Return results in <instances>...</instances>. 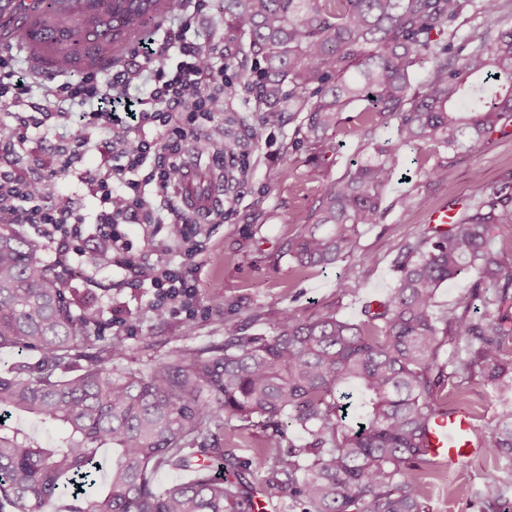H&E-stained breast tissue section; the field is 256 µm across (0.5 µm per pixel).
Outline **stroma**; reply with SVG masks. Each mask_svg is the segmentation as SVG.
Here are the masks:
<instances>
[{
  "label": "stroma",
  "instance_id": "1",
  "mask_svg": "<svg viewBox=\"0 0 512 512\" xmlns=\"http://www.w3.org/2000/svg\"><path fill=\"white\" fill-rule=\"evenodd\" d=\"M237 113V123L217 120L200 130L202 144L213 145L232 136L249 153V172L237 188L232 216L201 218L193 225L191 241L199 253L185 294L169 300L171 316L154 313V289L144 287L141 273L180 267L183 254L167 236L166 227L129 223L123 230L138 255V269L131 272L100 264L96 250L99 239L94 226H87L80 242V255L63 259L68 249L64 238L45 234L31 224L16 225V232L42 241L48 264L59 272L68 287L80 289L100 314L105 335L122 340L127 358L118 364L122 371H148L156 360L169 358L184 348H206L224 343V323L233 320L247 334L267 335L271 322L294 307L310 314L317 307L332 305L348 319H357L362 306L384 297L393 285L392 262L400 245L428 226L429 214L452 201L478 202L486 186L512 180V121L502 124L482 153H448L443 160L448 178L415 195L410 213H403L400 196L407 190L404 176L413 175L419 162H435L434 147L422 144L406 150L391 188L387 211L381 223L361 227L357 251L371 257L372 264L351 279V295L339 293L342 266L327 269L294 268L281 250L295 235L304 217L315 206L327 183L336 180L357 157L358 135L349 133L329 139L322 147L323 177L310 179L306 152H298L281 163L278 152L289 141L294 126L281 121L272 128L267 142L255 145L246 129L258 114L254 93L238 85L235 96L224 104ZM448 406L467 411L475 427L490 429L497 408L491 386L473 383L464 400L449 397ZM499 468L510 476L501 489L502 507L512 506V461L495 459L478 451L457 467H440L428 493V512H483L480 501L457 498L453 490L463 484L480 491L485 475Z\"/></svg>",
  "mask_w": 512,
  "mask_h": 512
}]
</instances>
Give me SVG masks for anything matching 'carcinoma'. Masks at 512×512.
<instances>
[{"mask_svg":"<svg viewBox=\"0 0 512 512\" xmlns=\"http://www.w3.org/2000/svg\"><path fill=\"white\" fill-rule=\"evenodd\" d=\"M160 0H35L20 38L31 54L62 70L110 63L153 20ZM472 12L489 23L474 39L458 36ZM224 23L248 45V81L260 114L249 137L283 114L299 120L280 159L302 147L312 176L314 149L353 127L362 158L325 187L284 254L298 268H325L353 256L362 226L380 223L385 190L403 148L427 141L435 153L478 154L501 121L512 119V15L503 0H224ZM381 127L393 129L380 144ZM438 161L401 198L445 179ZM457 210L455 227L404 241L395 284L353 322L333 306L280 314L271 335L245 336L224 322V346L182 349L145 373L120 371V340L100 337L94 309L75 300L39 245L0 224V349L35 351L0 372V512H250L265 474L270 497L301 512H427L438 472L427 434L476 381L498 400L493 427L473 439L512 460V250L494 230L512 224V182L485 188ZM473 276L483 311L458 303L437 312L438 290ZM473 342L452 363L442 348ZM30 416L60 426L39 445L8 424ZM307 439L277 448L283 420ZM273 428L241 460L219 444L194 446L229 422ZM195 478L164 486L162 468Z\"/></svg>","mask_w":512,"mask_h":512,"instance_id":"cac0c4a2","label":"carcinoma"}]
</instances>
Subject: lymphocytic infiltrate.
Instances as JSON below:
<instances>
[{"label":"lymphocytic infiltrate","instance_id":"f902f5d3","mask_svg":"<svg viewBox=\"0 0 512 512\" xmlns=\"http://www.w3.org/2000/svg\"><path fill=\"white\" fill-rule=\"evenodd\" d=\"M209 0H174L176 18L158 27L122 70L71 74L49 89L55 124V164L29 167L30 129L35 121L21 108L34 85L14 56L0 53V113L12 115L7 139L10 159L0 168V223L48 226L76 241L94 222L106 249H128L119 225L165 224L179 243L189 240L191 219L167 198L183 177L184 148L197 130L224 110V54L192 31ZM103 144L94 170H77L81 152ZM77 175L99 202L94 219L56 201L58 174Z\"/></svg>","mask_w":512,"mask_h":512}]
</instances>
